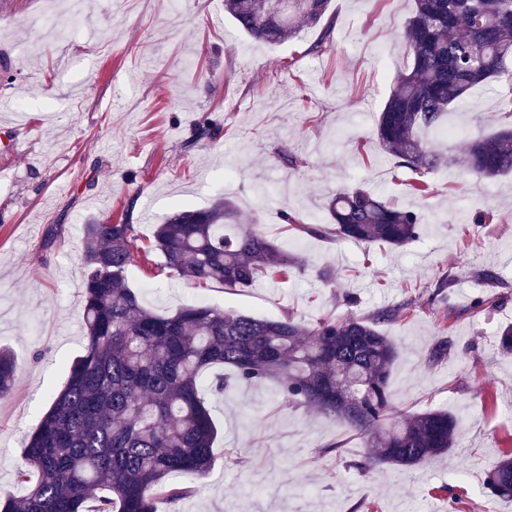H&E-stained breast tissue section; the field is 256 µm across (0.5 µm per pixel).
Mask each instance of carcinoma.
<instances>
[{
  "label": "carcinoma",
  "mask_w": 512,
  "mask_h": 512,
  "mask_svg": "<svg viewBox=\"0 0 512 512\" xmlns=\"http://www.w3.org/2000/svg\"><path fill=\"white\" fill-rule=\"evenodd\" d=\"M330 0H224V11L244 34L271 44L294 37L325 18ZM403 40L407 67L379 112V143L404 168L443 161L434 143L448 112L468 92L491 81L512 85V0H414ZM466 170L493 179L512 173V127L462 145ZM328 222L282 218L308 235L403 247L425 224L412 209L360 187L336 193ZM238 207L216 199L206 209L181 210L156 225L150 245L135 248L131 224L93 219L84 225V352L23 449L15 476L23 494L0 492V512H156L155 501L178 502L183 479L209 475L218 427L215 397L226 380L204 385L217 365L237 380H274L288 402L339 419L372 449L359 466L418 465L454 447L460 424L441 410L396 415L391 375L399 358L379 326L397 320L391 307L370 318L291 315L258 318L206 304L172 314L145 308L127 283L143 256L159 253L173 276L191 284L247 288L301 269L284 245L256 231L227 235ZM16 361L0 350V399L12 392ZM490 493L512 498V456L488 472Z\"/></svg>",
  "instance_id": "carcinoma-1"
}]
</instances>
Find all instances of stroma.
Here are the masks:
<instances>
[{
	"instance_id": "stroma-1",
	"label": "stroma",
	"mask_w": 512,
	"mask_h": 512,
	"mask_svg": "<svg viewBox=\"0 0 512 512\" xmlns=\"http://www.w3.org/2000/svg\"><path fill=\"white\" fill-rule=\"evenodd\" d=\"M85 2L50 38L53 0H0V346L18 364L0 399V489H13L24 440L85 344L83 224L129 222L142 245L166 216L223 197L240 210L236 231L276 238L306 270L248 288L194 286L154 254L129 275L143 306L313 319L406 305L380 326L400 350L393 402L448 411L461 432L448 454L410 471H363V441L343 423L285 402L275 381H234L214 406L210 475L156 512H512L484 487L512 453V357L496 339L512 323V176L439 167L425 173L423 199L380 145L376 117L408 63L413 0H331V33L316 26L279 45L240 33L224 0ZM510 95L504 81L466 95L448 115L462 131L441 150L502 126ZM205 120L218 139H197ZM354 186L419 212L425 233L391 249L282 220L325 221L327 196ZM483 213L492 222L478 223ZM481 296L496 306L475 309ZM442 340L447 356L430 359Z\"/></svg>"
}]
</instances>
